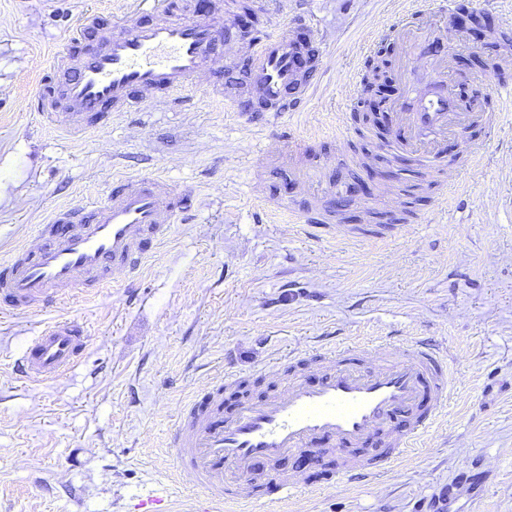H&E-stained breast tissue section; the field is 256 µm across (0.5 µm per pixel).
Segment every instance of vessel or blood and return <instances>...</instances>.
<instances>
[{
  "mask_svg": "<svg viewBox=\"0 0 512 512\" xmlns=\"http://www.w3.org/2000/svg\"><path fill=\"white\" fill-rule=\"evenodd\" d=\"M152 2L151 21L134 16L106 35L93 34L89 22L78 27L62 88H44L35 99L39 105L52 99L47 117L63 134L102 128L113 113L145 104L157 92L183 91L202 71L221 75L225 40L243 43L248 58L242 81L248 98L229 95L233 111L280 115L307 104L325 53L322 45L290 35L221 31L207 16L182 20L173 0ZM433 46L426 40L414 48L419 64L410 68L406 89L394 103L401 126L392 132L394 142L419 145L428 162L450 132H465L475 117L471 104L457 98L446 56L435 54ZM301 148L296 132L279 125L261 142L259 161L291 168L295 183L307 191L316 175L297 167ZM483 155V144L467 141L458 160L436 169L445 186L438 210H447L459 194L460 176ZM344 192L334 183L330 199L318 207L285 201L279 207L299 218L307 238H332L335 199ZM190 203L188 191L151 173L113 180L102 200L55 210L35 245L0 262V313H31L60 303L77 288L95 291L130 282ZM87 342L86 325L78 319L49 324L19 358L18 371L32 381L63 376ZM271 370L282 377L275 394L241 393L242 375L228 371L177 419L169 441L171 477L183 488L199 490L194 512H224L228 504L251 512L261 497L240 489L266 477L270 464L287 462L293 468L276 482L275 502L282 506L301 492L297 475L309 465L340 481L393 473L405 457L426 448L455 387L446 353L415 340L394 344L374 336L291 352ZM228 390L239 393L229 410Z\"/></svg>",
  "mask_w": 512,
  "mask_h": 512,
  "instance_id": "vessel-or-blood-1",
  "label": "vessel or blood"
}]
</instances>
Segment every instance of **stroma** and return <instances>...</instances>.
Instances as JSON below:
<instances>
[{
  "instance_id": "stroma-1",
  "label": "stroma",
  "mask_w": 512,
  "mask_h": 512,
  "mask_svg": "<svg viewBox=\"0 0 512 512\" xmlns=\"http://www.w3.org/2000/svg\"><path fill=\"white\" fill-rule=\"evenodd\" d=\"M132 0H0V261L34 243L58 207L102 200L113 177L162 169L193 209L173 224L135 288L74 290L44 310L0 316V512H132L164 499L192 512L196 495L167 476L168 435L184 405L225 367L255 396L275 387L279 355L355 336L425 339L447 350L456 382L431 445L397 473L334 483L305 469L288 512H512V107L486 145L462 202L433 210L441 185L411 159L386 155V132L337 113L357 110L347 84L388 49L391 88L412 57L371 33L390 24L415 43L396 0H210L220 23L290 33L305 15L324 44L322 76L305 108L281 116L303 139L304 162L327 160L324 181L372 177L339 224L402 226L370 254L313 242L276 210L290 174L254 168L266 127L232 112L211 79L180 99L113 113L108 126L61 137L34 109L58 76L77 24L130 16ZM82 319L89 338L65 376L22 380L15 362L48 323ZM458 490L451 502L441 491Z\"/></svg>"
}]
</instances>
